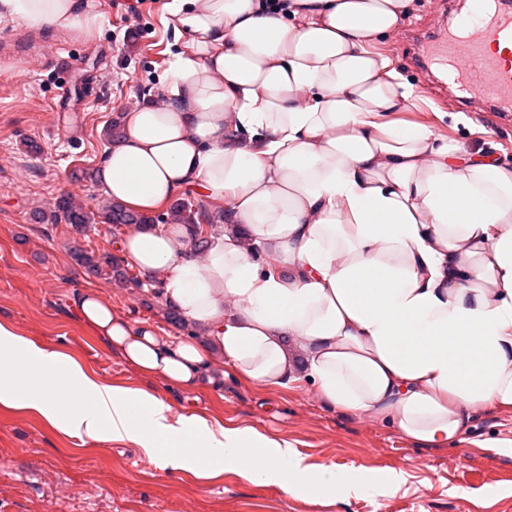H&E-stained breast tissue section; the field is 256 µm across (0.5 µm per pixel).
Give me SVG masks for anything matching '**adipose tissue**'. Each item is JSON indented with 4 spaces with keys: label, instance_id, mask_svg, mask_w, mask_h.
Listing matches in <instances>:
<instances>
[{
    "label": "adipose tissue",
    "instance_id": "1",
    "mask_svg": "<svg viewBox=\"0 0 512 512\" xmlns=\"http://www.w3.org/2000/svg\"><path fill=\"white\" fill-rule=\"evenodd\" d=\"M410 0H167L162 100L123 115L99 177L148 214L191 192L227 222L195 255L180 224L115 244L189 330L130 320L91 289L70 306L147 378L268 388L307 381L333 410L438 448L478 412H512V166L457 159L393 112L420 95L374 37ZM96 33L98 0H0V21ZM0 406L166 469L235 471L291 496L373 492L288 440L174 410L0 320Z\"/></svg>",
    "mask_w": 512,
    "mask_h": 512
}]
</instances>
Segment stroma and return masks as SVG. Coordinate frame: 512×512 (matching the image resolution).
Listing matches in <instances>:
<instances>
[{"label": "stroma", "mask_w": 512, "mask_h": 512, "mask_svg": "<svg viewBox=\"0 0 512 512\" xmlns=\"http://www.w3.org/2000/svg\"><path fill=\"white\" fill-rule=\"evenodd\" d=\"M166 0H99L95 36L0 22V319L28 339L72 354L102 380L150 387L173 409L195 411L222 425L249 426L287 439L308 463L333 466L350 478L381 480L403 471L393 495L294 498L278 485H259L228 472L203 481L186 470L162 469L124 443L96 446L65 436L23 411L0 407V512H512V413L475 416L457 446L429 448L394 426L327 409L312 385L263 389L227 373L220 389L168 388L146 379L69 313V298L95 288L120 313L152 320L168 334L154 277L118 286L86 278L70 255L74 240L114 254L118 231L99 224L76 236L67 224H40L33 215L68 194L95 207L99 181L71 179L97 170L109 122L146 99L160 98L174 39ZM465 0L437 12L412 0L403 27L373 43L375 51L422 96L402 120L433 128L460 154H484L512 165V121L479 120L448 109L453 89L440 71L421 73L404 27L431 32L455 25Z\"/></svg>", "instance_id": "stroma-1"}]
</instances>
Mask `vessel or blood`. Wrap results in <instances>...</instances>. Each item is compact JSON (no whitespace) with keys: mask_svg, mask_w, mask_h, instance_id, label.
<instances>
[{"mask_svg":"<svg viewBox=\"0 0 512 512\" xmlns=\"http://www.w3.org/2000/svg\"><path fill=\"white\" fill-rule=\"evenodd\" d=\"M419 63L447 70L470 111L512 115V0H472L469 18L439 35Z\"/></svg>","mask_w":512,"mask_h":512,"instance_id":"b4317fda","label":"vessel or blood"}]
</instances>
